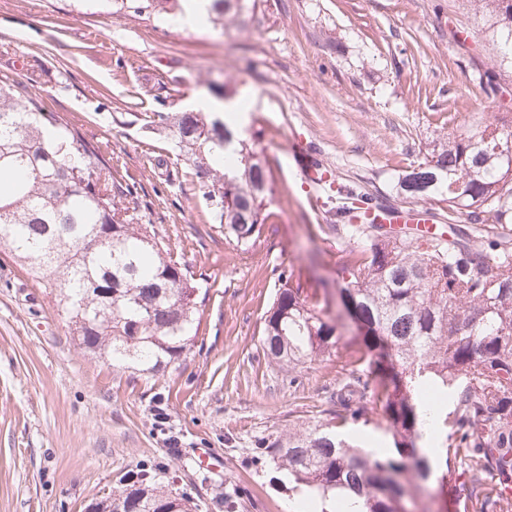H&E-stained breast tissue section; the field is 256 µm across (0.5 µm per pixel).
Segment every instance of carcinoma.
Masks as SVG:
<instances>
[{
    "instance_id": "1",
    "label": "carcinoma",
    "mask_w": 512,
    "mask_h": 512,
    "mask_svg": "<svg viewBox=\"0 0 512 512\" xmlns=\"http://www.w3.org/2000/svg\"><path fill=\"white\" fill-rule=\"evenodd\" d=\"M146 10L155 0H104ZM486 49L512 66V0H466ZM231 0H205L215 25ZM189 164L210 219L237 246L255 245L277 216L274 167L261 161L258 135L228 127L223 112H154ZM431 159L398 176L408 204L429 200L457 213L468 230L451 238L394 234L353 224L372 198L336 184L334 282L362 342L337 333L328 298L294 269L275 282L260 347L290 369L340 363L342 377L312 423L284 440L262 441L288 479L311 496L363 512H410L433 479L458 512H496L512 486V117L478 120L433 142ZM461 191H451L452 186ZM121 167L17 78H0V253L8 252L53 298L72 335L112 365L142 374L190 350L200 310L194 275L152 224H135ZM379 419L389 445L367 449L354 433ZM434 438V460L420 443ZM125 512H189L144 468L122 491Z\"/></svg>"
}]
</instances>
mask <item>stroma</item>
I'll use <instances>...</instances> for the list:
<instances>
[{"mask_svg":"<svg viewBox=\"0 0 512 512\" xmlns=\"http://www.w3.org/2000/svg\"><path fill=\"white\" fill-rule=\"evenodd\" d=\"M167 18L104 0H0V76L40 92L125 167L137 215L202 273L205 295L191 350L142 374L80 345L0 255V512H86L145 464L174 477L193 512H292L299 495L258 443L318 417L338 369L264 356L278 272L299 270L328 293L342 336L356 333L333 284L336 237L322 230L332 213L310 207L292 139L339 182L391 199L432 140L494 119L498 102L512 113V71L482 50L464 0H242L220 31ZM29 60L38 68L23 70ZM245 98L273 130L258 152L280 163V217L243 251L211 223L171 137L143 117Z\"/></svg>","mask_w":512,"mask_h":512,"instance_id":"1","label":"stroma"}]
</instances>
